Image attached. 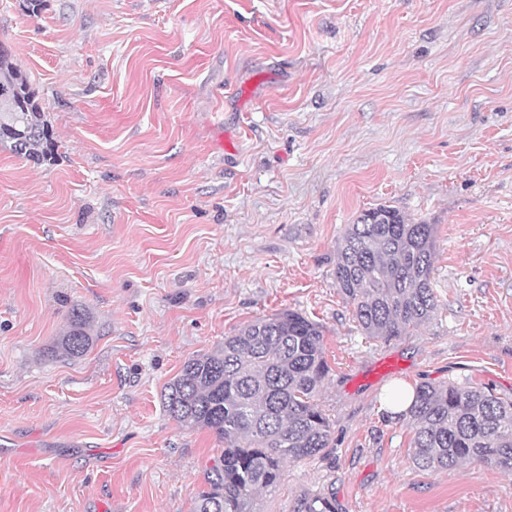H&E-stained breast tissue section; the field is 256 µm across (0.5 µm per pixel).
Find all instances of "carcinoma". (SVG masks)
I'll list each match as a JSON object with an SVG mask.
<instances>
[{"label": "carcinoma", "mask_w": 512, "mask_h": 512, "mask_svg": "<svg viewBox=\"0 0 512 512\" xmlns=\"http://www.w3.org/2000/svg\"><path fill=\"white\" fill-rule=\"evenodd\" d=\"M0 146L38 164L55 160L44 113L27 76L0 47ZM436 225L379 205L360 213L336 245L334 278L363 335L389 341L431 319ZM68 330L52 353L76 358L92 345L87 311L71 306ZM329 373L322 326L285 310L259 318L224 346L188 359L167 384L164 412L185 428H207L224 451L206 469L195 512H254L275 489L284 464L320 455L331 427L316 402ZM411 461L446 469L462 461L512 471V402L480 388L423 384L407 412ZM291 512H337L335 499L304 491Z\"/></svg>", "instance_id": "1"}]
</instances>
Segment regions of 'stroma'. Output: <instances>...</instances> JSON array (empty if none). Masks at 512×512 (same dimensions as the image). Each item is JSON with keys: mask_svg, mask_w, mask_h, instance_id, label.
I'll return each instance as SVG.
<instances>
[{"mask_svg": "<svg viewBox=\"0 0 512 512\" xmlns=\"http://www.w3.org/2000/svg\"><path fill=\"white\" fill-rule=\"evenodd\" d=\"M56 160L0 148V512H194L223 448L162 410L282 310L323 327L324 456L256 512H512V472L421 470L386 390L512 401V0H0ZM436 227L435 316L379 342L333 276L361 211ZM93 343L52 355L72 304ZM291 512H337L336 501L322 493L304 491L295 497Z\"/></svg>", "mask_w": 512, "mask_h": 512, "instance_id": "obj_1", "label": "stroma"}]
</instances>
